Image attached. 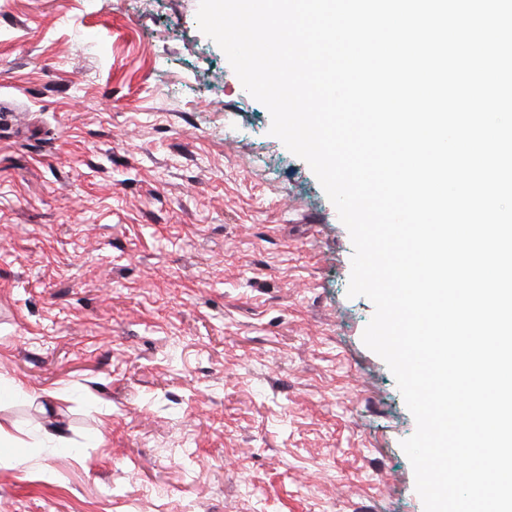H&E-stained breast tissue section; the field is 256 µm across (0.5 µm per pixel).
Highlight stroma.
I'll list each match as a JSON object with an SVG mask.
<instances>
[{"instance_id": "stroma-1", "label": "stroma", "mask_w": 512, "mask_h": 512, "mask_svg": "<svg viewBox=\"0 0 512 512\" xmlns=\"http://www.w3.org/2000/svg\"><path fill=\"white\" fill-rule=\"evenodd\" d=\"M198 7L0 0V512H423L349 232Z\"/></svg>"}]
</instances>
